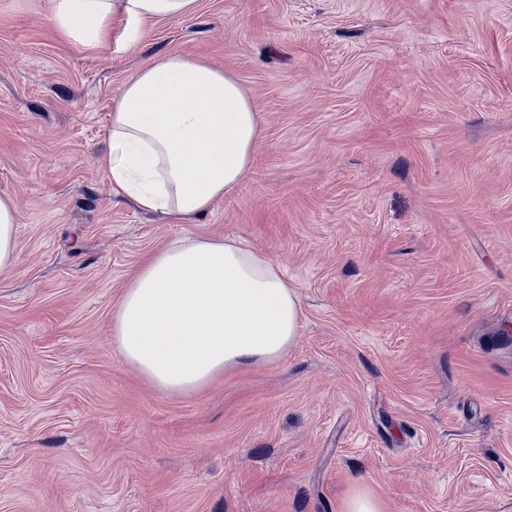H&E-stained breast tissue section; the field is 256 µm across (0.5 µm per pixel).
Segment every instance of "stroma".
Returning a JSON list of instances; mask_svg holds the SVG:
<instances>
[{
    "instance_id": "35a3bbf8",
    "label": "stroma",
    "mask_w": 512,
    "mask_h": 512,
    "mask_svg": "<svg viewBox=\"0 0 512 512\" xmlns=\"http://www.w3.org/2000/svg\"><path fill=\"white\" fill-rule=\"evenodd\" d=\"M0 0V512H512V0H199L100 50ZM178 54L262 120L192 224L114 195L122 86ZM178 235L245 241L301 301L280 360L168 396L112 316ZM15 207L8 196H0V280L10 276L18 258ZM340 512H384L381 502L366 490L351 493L342 503Z\"/></svg>"
}]
</instances>
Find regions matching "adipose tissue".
<instances>
[{
  "label": "adipose tissue",
  "instance_id": "adipose-tissue-1",
  "mask_svg": "<svg viewBox=\"0 0 512 512\" xmlns=\"http://www.w3.org/2000/svg\"><path fill=\"white\" fill-rule=\"evenodd\" d=\"M198 0H46L55 29L95 50L125 23L195 14ZM103 160L112 189L160 218L184 224L251 172L261 144L257 112L239 82L210 64L167 55L136 72L112 108ZM15 207L0 196V280L18 258ZM300 299L281 268L238 240L177 237L148 255L126 283L112 318L122 360L168 394L209 386L224 371L281 359L294 343Z\"/></svg>",
  "mask_w": 512,
  "mask_h": 512
}]
</instances>
